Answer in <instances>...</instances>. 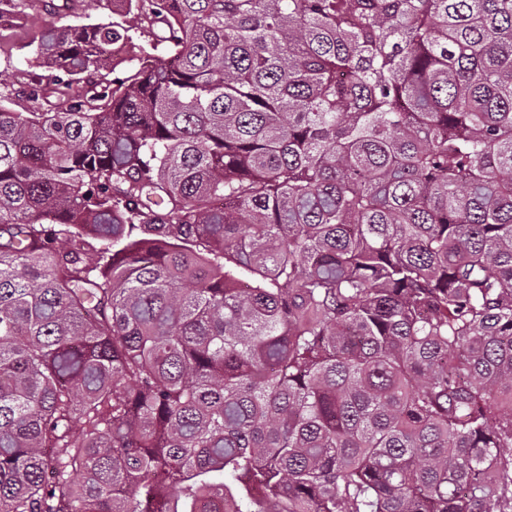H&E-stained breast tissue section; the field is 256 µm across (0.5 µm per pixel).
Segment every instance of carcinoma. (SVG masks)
<instances>
[{
	"label": "carcinoma",
	"instance_id": "1",
	"mask_svg": "<svg viewBox=\"0 0 512 512\" xmlns=\"http://www.w3.org/2000/svg\"><path fill=\"white\" fill-rule=\"evenodd\" d=\"M88 6L0 99V512H512V0Z\"/></svg>",
	"mask_w": 512,
	"mask_h": 512
}]
</instances>
